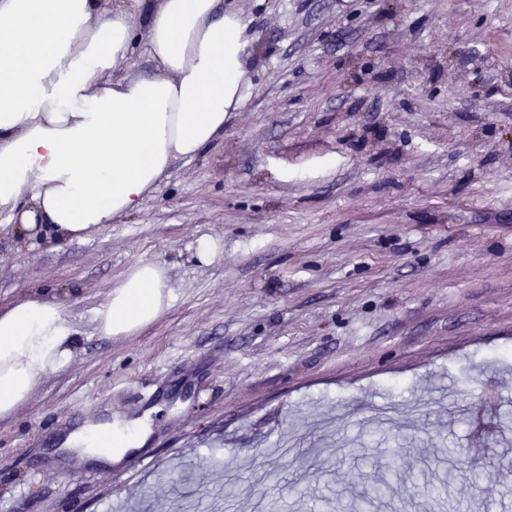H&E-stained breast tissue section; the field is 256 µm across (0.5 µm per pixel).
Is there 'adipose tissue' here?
Masks as SVG:
<instances>
[{
    "label": "adipose tissue",
    "mask_w": 512,
    "mask_h": 512,
    "mask_svg": "<svg viewBox=\"0 0 512 512\" xmlns=\"http://www.w3.org/2000/svg\"><path fill=\"white\" fill-rule=\"evenodd\" d=\"M219 0H0V211L30 198L26 230L43 218L55 234L87 237L140 211L178 158H195L224 132L248 86V25ZM157 64L116 81L138 31ZM166 269L131 267L94 313L107 338L131 336L170 307ZM78 344L60 304L31 298L0 309V420L44 376L66 367ZM146 436L137 422L110 445L71 435L99 464H121Z\"/></svg>",
    "instance_id": "1"
}]
</instances>
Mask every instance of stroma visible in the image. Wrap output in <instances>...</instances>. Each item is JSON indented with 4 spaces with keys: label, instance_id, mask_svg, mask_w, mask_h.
Instances as JSON below:
<instances>
[{
    "label": "stroma",
    "instance_id": "35a3bbf8",
    "mask_svg": "<svg viewBox=\"0 0 512 512\" xmlns=\"http://www.w3.org/2000/svg\"><path fill=\"white\" fill-rule=\"evenodd\" d=\"M222 3L253 35L223 138L82 241L0 211V309L56 297L79 339L0 420V512H323L390 454L434 481L456 457L493 471L450 497L512 512V0ZM148 259L170 309L101 337ZM486 391L498 430L474 443ZM135 418L129 481L54 466L68 423Z\"/></svg>",
    "mask_w": 512,
    "mask_h": 512
}]
</instances>
